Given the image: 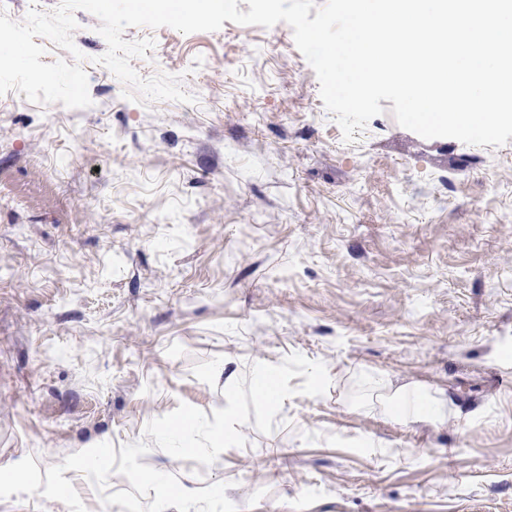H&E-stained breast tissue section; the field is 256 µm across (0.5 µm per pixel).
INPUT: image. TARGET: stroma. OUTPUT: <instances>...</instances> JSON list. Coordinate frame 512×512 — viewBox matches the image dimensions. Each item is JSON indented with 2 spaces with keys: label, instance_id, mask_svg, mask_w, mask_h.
I'll list each match as a JSON object with an SVG mask.
<instances>
[{
  "label": "stroma",
  "instance_id": "stroma-1",
  "mask_svg": "<svg viewBox=\"0 0 512 512\" xmlns=\"http://www.w3.org/2000/svg\"><path fill=\"white\" fill-rule=\"evenodd\" d=\"M75 18L91 106L0 95V512H512V140L345 142L282 22L126 28L135 102ZM387 409L397 412L407 419L425 420L428 421L426 423L432 425L439 421V418L433 413H426L417 408L415 400L411 398L410 393L391 399L388 403Z\"/></svg>",
  "mask_w": 512,
  "mask_h": 512
}]
</instances>
